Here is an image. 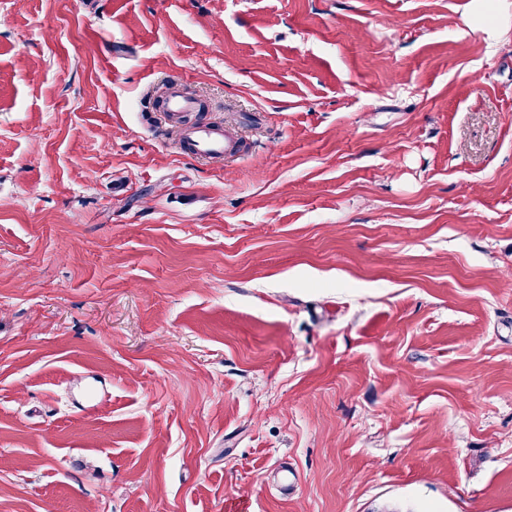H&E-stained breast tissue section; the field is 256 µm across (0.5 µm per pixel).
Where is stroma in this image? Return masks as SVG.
Instances as JSON below:
<instances>
[{
    "label": "stroma",
    "instance_id": "35a3bbf8",
    "mask_svg": "<svg viewBox=\"0 0 512 512\" xmlns=\"http://www.w3.org/2000/svg\"><path fill=\"white\" fill-rule=\"evenodd\" d=\"M232 501L512 512V0H0V512ZM193 148L197 155L219 157L233 155L239 150V142L221 130L201 125L192 131Z\"/></svg>",
    "mask_w": 512,
    "mask_h": 512
}]
</instances>
